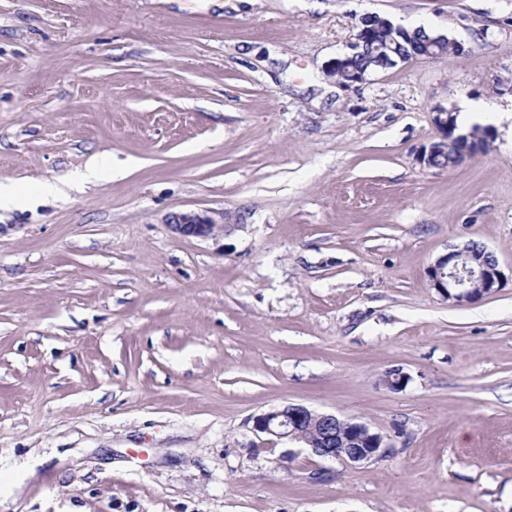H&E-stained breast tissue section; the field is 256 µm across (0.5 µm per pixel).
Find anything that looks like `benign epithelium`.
Masks as SVG:
<instances>
[{
    "label": "benign epithelium",
    "mask_w": 512,
    "mask_h": 512,
    "mask_svg": "<svg viewBox=\"0 0 512 512\" xmlns=\"http://www.w3.org/2000/svg\"><path fill=\"white\" fill-rule=\"evenodd\" d=\"M386 29L393 33L404 32L403 27L377 14L361 16L357 32L350 44V51L330 63L336 73L349 68V61L357 52H363L373 43L375 32ZM433 123L441 133L440 141L421 152L418 163L432 167L433 157L447 153L448 148L462 140L451 112L437 107ZM167 223L172 232L182 237H216L231 228L224 223V212L208 211L174 213ZM428 276L431 286L445 299L458 304L477 302L492 295L500 286L502 272L495 256L485 247L453 246L430 266ZM252 430L269 440L287 439L304 445L310 455L322 460L339 461L356 467L385 455L388 446L384 437L363 423H353L329 412H317L302 405L288 404L253 417Z\"/></svg>",
    "instance_id": "1"
}]
</instances>
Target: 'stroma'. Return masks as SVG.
Masks as SVG:
<instances>
[{
  "mask_svg": "<svg viewBox=\"0 0 512 512\" xmlns=\"http://www.w3.org/2000/svg\"><path fill=\"white\" fill-rule=\"evenodd\" d=\"M367 13L466 53L338 81ZM465 101L487 150L421 166ZM0 180L61 188L0 210V512H512V0H0ZM287 404L392 451L253 433ZM224 211L171 214L167 220L172 232L182 237H216L233 226L224 224ZM466 258L471 261L466 262ZM428 276L431 286L443 298L465 304L485 299L497 291L502 272L495 256L483 245L471 249L465 244L462 248L451 247L430 266ZM329 412L309 410L302 405L288 404L253 417L252 430L268 441L287 439L304 445L310 455L322 460L339 461L356 467L382 457L389 446L384 437L372 432L363 423H351ZM310 427L314 435L304 438ZM360 447L356 448L354 445Z\"/></svg>",
  "mask_w": 512,
  "mask_h": 512,
  "instance_id": "35a3bbf8",
  "label": "stroma"
}]
</instances>
